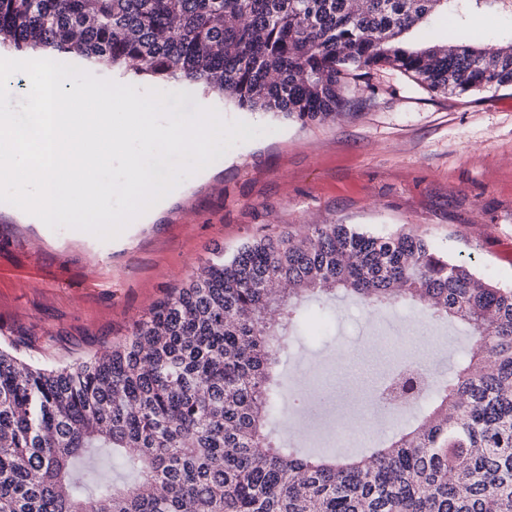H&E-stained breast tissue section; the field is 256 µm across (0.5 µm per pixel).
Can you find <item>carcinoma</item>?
<instances>
[{
  "label": "carcinoma",
  "instance_id": "cac0c4a2",
  "mask_svg": "<svg viewBox=\"0 0 512 512\" xmlns=\"http://www.w3.org/2000/svg\"><path fill=\"white\" fill-rule=\"evenodd\" d=\"M472 3L512 12V0H0V47L108 58L310 125L336 119L381 66L445 95L512 87V45L406 41ZM339 292L411 302L473 342L416 425L344 463L299 457L270 428L288 329L303 303ZM96 453L137 480L84 485L78 466ZM0 512H512V288L410 227L312 224L219 250L77 366L0 347Z\"/></svg>",
  "mask_w": 512,
  "mask_h": 512
}]
</instances>
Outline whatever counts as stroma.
Instances as JSON below:
<instances>
[{
  "label": "stroma",
  "mask_w": 512,
  "mask_h": 512,
  "mask_svg": "<svg viewBox=\"0 0 512 512\" xmlns=\"http://www.w3.org/2000/svg\"><path fill=\"white\" fill-rule=\"evenodd\" d=\"M428 39L479 34L512 43V13L471 9L434 18ZM138 91H167L168 104L194 111L208 100L227 121H243L207 176L150 222L130 223L103 241L78 230L29 224L0 210V344L43 367L77 365L123 338L215 250L312 224H354L387 234L411 227L482 277L512 288V88L444 96L392 69L359 84L336 121L301 125L249 112L195 83L127 76ZM183 92L176 101L175 92ZM457 322L432 323L411 304L365 307L339 298L313 307L288 341L282 376L311 377L330 410L359 409L392 359L423 360L448 376L469 348Z\"/></svg>",
  "instance_id": "stroma-1"
}]
</instances>
